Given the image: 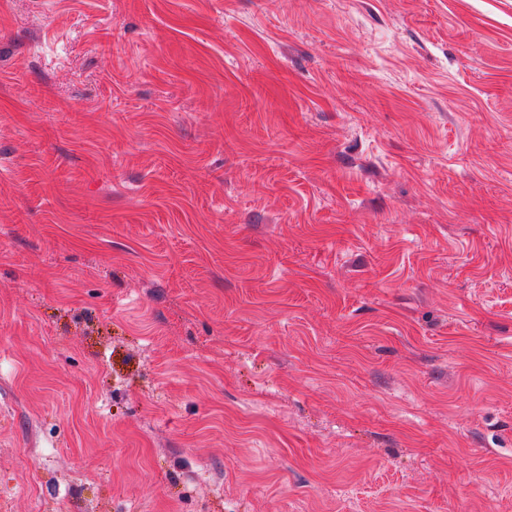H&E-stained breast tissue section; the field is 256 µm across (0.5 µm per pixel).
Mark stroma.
<instances>
[{"label":"stroma","instance_id":"stroma-1","mask_svg":"<svg viewBox=\"0 0 512 512\" xmlns=\"http://www.w3.org/2000/svg\"><path fill=\"white\" fill-rule=\"evenodd\" d=\"M0 512H512V0H0Z\"/></svg>","mask_w":512,"mask_h":512}]
</instances>
